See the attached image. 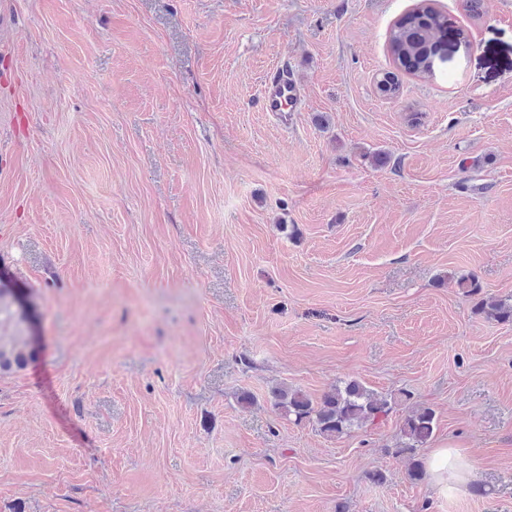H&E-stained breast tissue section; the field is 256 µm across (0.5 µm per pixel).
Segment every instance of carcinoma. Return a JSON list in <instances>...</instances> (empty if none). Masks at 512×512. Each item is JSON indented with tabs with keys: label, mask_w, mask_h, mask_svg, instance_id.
<instances>
[{
	"label": "carcinoma",
	"mask_w": 512,
	"mask_h": 512,
	"mask_svg": "<svg viewBox=\"0 0 512 512\" xmlns=\"http://www.w3.org/2000/svg\"><path fill=\"white\" fill-rule=\"evenodd\" d=\"M442 32L440 13L428 3H422L398 21L391 30L389 42L395 67L414 75L430 74L431 62L439 59ZM377 89L385 97L399 91L396 74L386 72L377 81ZM459 287L477 298L475 310L489 320L512 323V298L482 295V287L474 277L457 280ZM13 291L0 288V316L15 318L17 311ZM39 356L36 346L23 340H7L0 335V373L21 370ZM274 406L295 423L308 421L327 438H338L354 429L385 416L393 410V401L386 395L368 389L351 380L332 386L318 400H313L300 389L280 387L273 392ZM435 430V413L429 407L411 410L401 427V448L413 458L410 476L413 480L424 477V462L416 458V451L424 447Z\"/></svg>",
	"instance_id": "1"
}]
</instances>
